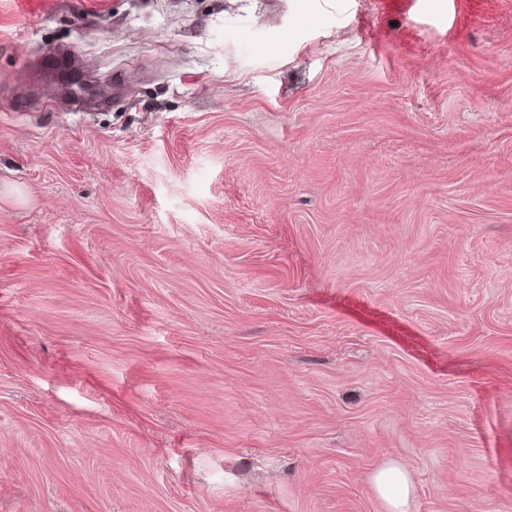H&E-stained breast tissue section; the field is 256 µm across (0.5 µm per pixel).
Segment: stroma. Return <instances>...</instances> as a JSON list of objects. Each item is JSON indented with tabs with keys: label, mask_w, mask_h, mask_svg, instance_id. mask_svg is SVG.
Listing matches in <instances>:
<instances>
[{
	"label": "stroma",
	"mask_w": 512,
	"mask_h": 512,
	"mask_svg": "<svg viewBox=\"0 0 512 512\" xmlns=\"http://www.w3.org/2000/svg\"><path fill=\"white\" fill-rule=\"evenodd\" d=\"M512 512V0H0V512ZM371 486L385 512H410L415 488L407 467L397 462L386 463L372 475Z\"/></svg>",
	"instance_id": "1"
}]
</instances>
